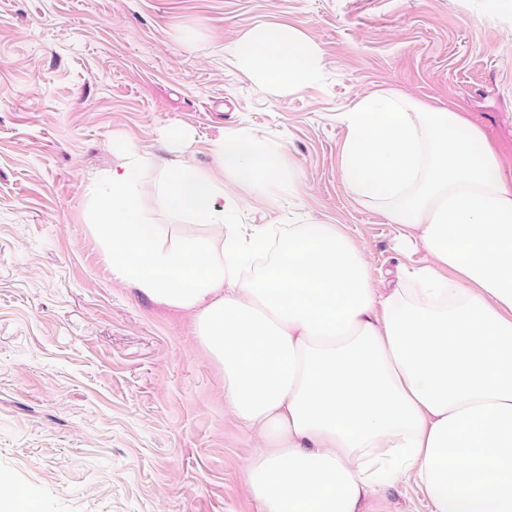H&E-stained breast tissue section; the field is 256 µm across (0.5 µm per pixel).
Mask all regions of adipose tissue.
Segmentation results:
<instances>
[{
	"label": "adipose tissue",
	"instance_id": "adipose-tissue-1",
	"mask_svg": "<svg viewBox=\"0 0 512 512\" xmlns=\"http://www.w3.org/2000/svg\"><path fill=\"white\" fill-rule=\"evenodd\" d=\"M239 70L275 95L322 70L295 27L238 38ZM339 177L398 227L425 264L382 287L339 224H292L279 243L239 224L236 188L274 204L301 172L286 146L225 132L214 162L165 129L154 223L128 144L91 182L90 230L113 279L187 315L224 375V414L257 450L246 483L260 512H392L413 479L429 512H512V171L463 113L393 92L341 113Z\"/></svg>",
	"mask_w": 512,
	"mask_h": 512
}]
</instances>
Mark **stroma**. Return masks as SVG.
Wrapping results in <instances>:
<instances>
[{
  "mask_svg": "<svg viewBox=\"0 0 512 512\" xmlns=\"http://www.w3.org/2000/svg\"><path fill=\"white\" fill-rule=\"evenodd\" d=\"M296 27L322 53L286 95L246 79L229 45ZM464 112L512 169V13L491 0H0V485L34 512H259L256 442L224 415L223 378L186 317L112 279L88 231V185L165 128L212 162L224 132L282 144L300 199L239 195L242 224H340L377 278L425 263L339 178L361 96Z\"/></svg>",
  "mask_w": 512,
  "mask_h": 512,
  "instance_id": "obj_1",
  "label": "stroma"
}]
</instances>
